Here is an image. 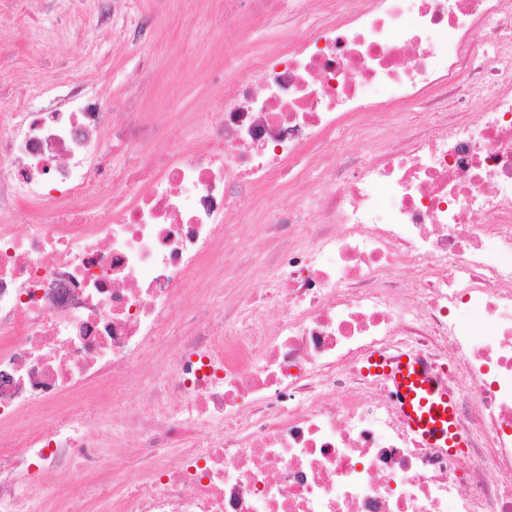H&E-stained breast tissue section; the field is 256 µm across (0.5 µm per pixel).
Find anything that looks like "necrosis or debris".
<instances>
[{
  "label": "necrosis or debris",
  "mask_w": 512,
  "mask_h": 512,
  "mask_svg": "<svg viewBox=\"0 0 512 512\" xmlns=\"http://www.w3.org/2000/svg\"><path fill=\"white\" fill-rule=\"evenodd\" d=\"M251 4L288 32L204 150L154 153L164 114L111 125L77 77L0 111V512H512V0ZM304 159L310 199L255 210ZM242 224L277 287H225ZM381 350L457 391L466 451L406 431L360 368ZM110 382L136 398L104 418Z\"/></svg>",
  "instance_id": "4bbe7bcc"
}]
</instances>
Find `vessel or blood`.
Masks as SVG:
<instances>
[{
	"instance_id": "1",
	"label": "vessel or blood",
	"mask_w": 512,
	"mask_h": 512,
	"mask_svg": "<svg viewBox=\"0 0 512 512\" xmlns=\"http://www.w3.org/2000/svg\"><path fill=\"white\" fill-rule=\"evenodd\" d=\"M366 369L388 380L408 431L419 441L431 448L467 447L466 437L455 428L453 396L419 357L382 353L368 358Z\"/></svg>"
}]
</instances>
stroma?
Wrapping results in <instances>:
<instances>
[{
	"instance_id": "obj_1",
	"label": "stroma",
	"mask_w": 512,
	"mask_h": 512,
	"mask_svg": "<svg viewBox=\"0 0 512 512\" xmlns=\"http://www.w3.org/2000/svg\"><path fill=\"white\" fill-rule=\"evenodd\" d=\"M280 43L248 0H0V109L61 105L73 74L111 98L110 120L166 113L165 154L202 143L227 102L211 74L224 56Z\"/></svg>"
}]
</instances>
